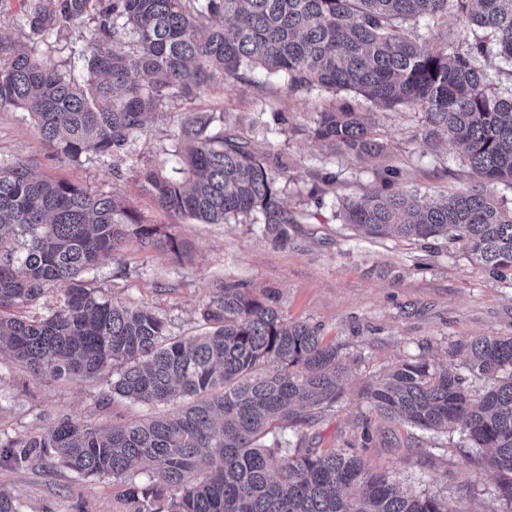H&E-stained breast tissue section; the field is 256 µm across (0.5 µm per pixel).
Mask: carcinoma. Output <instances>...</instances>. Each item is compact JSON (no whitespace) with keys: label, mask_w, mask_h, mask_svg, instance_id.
<instances>
[{"label":"carcinoma","mask_w":512,"mask_h":512,"mask_svg":"<svg viewBox=\"0 0 512 512\" xmlns=\"http://www.w3.org/2000/svg\"><path fill=\"white\" fill-rule=\"evenodd\" d=\"M454 3L466 52L415 34ZM29 35L85 28L89 38L55 62L0 45V109L26 112L51 157L104 160L145 131L149 115L192 102L211 86L260 70L288 90L347 91L387 108L420 109L422 141L451 140L482 179L446 198L379 189L348 199L345 222L369 237L462 243L493 271L512 270V207L488 186L512 184V93L491 90L478 59L496 50L512 63V0H36ZM316 139L357 158L380 156L369 113L320 112ZM0 165V356L36 378L112 374L111 393L175 404L171 415L103 430L65 415L48 431L1 448H43L84 477L123 482L131 512H455L448 501L403 492L346 450L290 447L279 437L332 408L346 366L306 322L290 323L239 284L216 291L202 312L208 331L171 338L147 306L129 308L86 286L84 274L131 238L183 243L158 231L112 193ZM271 166L224 116L192 112L171 157L139 171L162 210L200 224L255 215L287 241L299 223L281 202ZM53 284L59 303L27 318ZM487 381L483 392L472 383ZM374 411L435 434L460 432L491 450L497 497L512 506V337L475 338L440 367L395 365L367 387ZM149 468L146 481L136 467Z\"/></svg>","instance_id":"1"}]
</instances>
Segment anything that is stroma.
Returning <instances> with one entry per match:
<instances>
[{"label":"stroma","instance_id":"35a3bbf8","mask_svg":"<svg viewBox=\"0 0 512 512\" xmlns=\"http://www.w3.org/2000/svg\"><path fill=\"white\" fill-rule=\"evenodd\" d=\"M352 106L369 113L372 129L386 143L384 156L361 160L332 151L310 129L317 113ZM220 112L225 127L244 131L260 154L288 168L281 199L297 213L288 242L265 234L256 217L224 224H197L161 210L141 188L133 161L174 150L187 108ZM171 103L147 122L128 152L107 161L64 165L49 156L28 115L0 110V161L34 159L40 172L114 193L154 224L160 235L183 242L184 262L161 248L128 241L92 271L90 287L129 307L148 306L170 335L201 330L200 310L216 288L242 284L275 306L285 319L316 327L335 345L349 368L345 390L331 411L311 425L286 431L291 442L324 451L352 448L369 466L388 473L412 494L448 499L455 512H512L495 492L496 476L482 451L460 434H433L380 418L371 409L367 385L396 363L447 362L448 354L475 337L512 336V279L490 275L461 245L438 239L358 237L342 220V203L390 186L391 190L439 196L470 187L475 177L452 144L424 146L421 111L381 108L355 93L324 89L289 91L263 72L246 73L211 88L193 104ZM288 118L278 132L274 113ZM330 176L322 195L310 188ZM105 379H36L0 357V440L41 433L65 415L99 428L150 415L149 406L117 399L104 403ZM0 488L18 512H123V486L112 478L76 477L46 454L26 463L10 461L0 447Z\"/></svg>","mask_w":512,"mask_h":512}]
</instances>
